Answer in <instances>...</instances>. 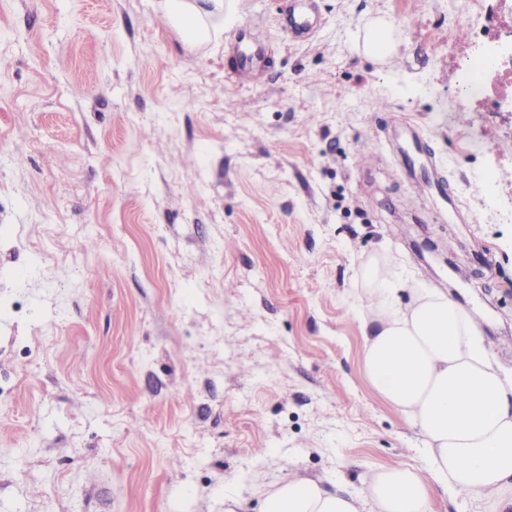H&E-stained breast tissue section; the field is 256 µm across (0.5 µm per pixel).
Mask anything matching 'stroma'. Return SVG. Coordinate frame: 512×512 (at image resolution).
<instances>
[{"label":"stroma","instance_id":"stroma-1","mask_svg":"<svg viewBox=\"0 0 512 512\" xmlns=\"http://www.w3.org/2000/svg\"><path fill=\"white\" fill-rule=\"evenodd\" d=\"M289 3L224 0L195 45L160 0H0V512H261L292 469L358 492L415 463L361 369L372 263L512 371V95L448 78L512 6L310 0L295 40ZM388 29L385 24H375L366 34L365 50L375 57H383L388 46ZM239 54L245 66L256 74H262L266 57L262 45L251 37L248 30H241L238 34Z\"/></svg>","mask_w":512,"mask_h":512}]
</instances>
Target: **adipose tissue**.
Here are the masks:
<instances>
[{
    "instance_id": "obj_1",
    "label": "adipose tissue",
    "mask_w": 512,
    "mask_h": 512,
    "mask_svg": "<svg viewBox=\"0 0 512 512\" xmlns=\"http://www.w3.org/2000/svg\"><path fill=\"white\" fill-rule=\"evenodd\" d=\"M161 7L191 43L224 20V0ZM360 278L379 301L363 373L423 438L421 461L371 474L357 494L294 472L259 488L262 512H434L435 494L450 491L512 512V374L500 370L472 316L447 294L418 288L407 307L394 308L379 265Z\"/></svg>"
}]
</instances>
